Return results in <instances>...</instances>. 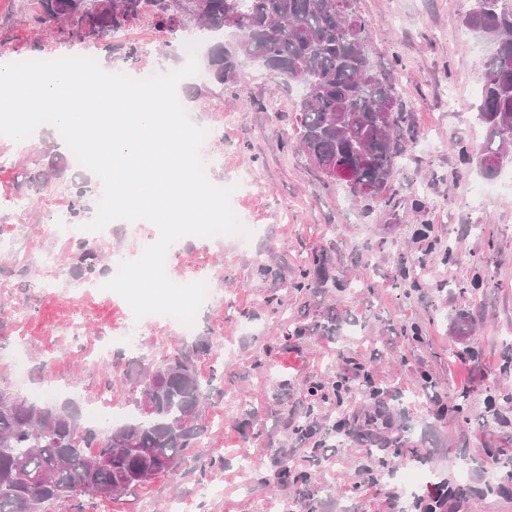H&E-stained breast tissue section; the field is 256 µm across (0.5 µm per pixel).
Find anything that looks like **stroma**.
I'll return each mask as SVG.
<instances>
[{"mask_svg":"<svg viewBox=\"0 0 512 512\" xmlns=\"http://www.w3.org/2000/svg\"><path fill=\"white\" fill-rule=\"evenodd\" d=\"M28 0H0V39L8 57H57L77 45L48 36L43 27L22 23ZM471 0H353L371 32L374 70L394 89L405 123L404 152L392 182L377 196L354 195L345 183L324 177L293 146L292 116L300 90L262 65H245L237 83L214 85L201 76L182 80L178 96L191 120L222 129L202 145L204 162L223 159L212 182L233 187L232 207L253 235L187 236L174 244L166 273L186 280L197 270L219 286L202 305L192 331L175 324H136L139 347L116 348L109 360L97 352L102 331L121 332L130 312L112 291L92 288L58 293L38 288L31 275H18L20 254L53 251L64 280H71L69 249L49 235L48 214L67 204L65 181L90 172L75 168L70 151L51 126L39 127L35 142L0 137V238L14 247L0 250V390L29 402L76 406L88 417L97 397L112 383L115 409H129L143 365L175 347L206 342L197 370L211 380L206 430L188 449L173 477H158L118 500L92 495L62 499L44 512H166L172 499L191 512H274L292 486L274 487L278 468L264 439L273 433L287 442L297 470L310 472L319 512H387L393 496L407 491L397 472L419 474L417 490L448 480L470 486L452 512H512V494L496 492L501 466L494 448L512 452V164L484 172L464 154H476L486 132L476 117L479 78L489 41L465 23ZM112 54L98 52L100 66L134 78L179 68L178 51L165 47L150 20L111 38ZM138 49L136 60L124 48ZM62 158L64 176L23 209L7 206L26 180L27 165L42 150ZM63 233L90 242L106 261L137 259L158 238L157 228L139 220L109 224L88 233L77 225ZM454 260L445 263L443 253ZM327 257L326 279L310 288L293 283L311 269L312 256ZM280 256L283 277L261 279L256 267ZM472 318L463 338L449 325L457 315ZM310 327L294 349L280 342L297 323ZM420 341H412V334ZM273 350L259 361L262 348ZM26 375H17L16 357ZM369 360L378 382L396 395L391 432L399 450L384 449V468L373 484L361 475L367 450L360 437L344 438L311 457L291 441L271 386L288 376L289 408H299L308 383L330 386L337 373L351 380L348 412L370 413L352 361ZM433 383L420 392L421 375ZM56 382L43 389L44 379ZM468 391L462 413H440L458 393ZM496 394L495 407L485 401ZM249 449L253 469L228 459Z\"/></svg>","mask_w":512,"mask_h":512,"instance_id":"stroma-1","label":"stroma"}]
</instances>
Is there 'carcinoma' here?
Segmentation results:
<instances>
[{"mask_svg": "<svg viewBox=\"0 0 512 512\" xmlns=\"http://www.w3.org/2000/svg\"><path fill=\"white\" fill-rule=\"evenodd\" d=\"M36 0L39 13L24 15V22L49 25L60 38L85 47L100 46L112 53L106 38L128 29L153 7V24L172 48L192 34L214 41L203 76L212 84L238 80L246 62H258L280 73L301 89L296 103L294 144L318 168H346L353 193L365 187L381 192L395 173L401 154L403 116L396 110L392 86L375 74L370 64L369 28L352 8L353 0ZM466 24L493 45L484 62L478 98V119L486 141L478 163L489 171L505 159L512 161V0H473ZM233 30L239 40L222 42ZM27 189L43 190L63 169L49 152L31 161ZM94 188L89 181L69 185V223L83 220ZM73 275L95 278L107 271L99 254L82 242L73 245ZM204 348L196 343L169 354L161 363L145 367L132 394L135 416L101 435L81 422L76 410L62 407L60 419L32 418L33 404L0 391V512H42L43 505L59 499L56 487L120 498L153 477L175 471L182 454L193 447L206 428L203 407L210 385L196 371L194 357ZM365 383V395L384 406L387 394L379 387L366 362L354 363ZM349 379L336 376L330 392L309 383L302 408L285 418V427L302 444L317 432L318 419L329 395L342 398ZM152 413H142L143 404ZM357 434L367 443L368 455L397 448L392 440L357 430L346 416L325 428L333 437ZM274 449L281 482L293 477L298 497L307 512H317L310 491V475L293 472L288 452L267 440ZM25 459L30 473H54V482L34 481L18 491L9 477L15 459Z\"/></svg>", "mask_w": 512, "mask_h": 512, "instance_id": "cac0c4a2", "label": "carcinoma"}]
</instances>
